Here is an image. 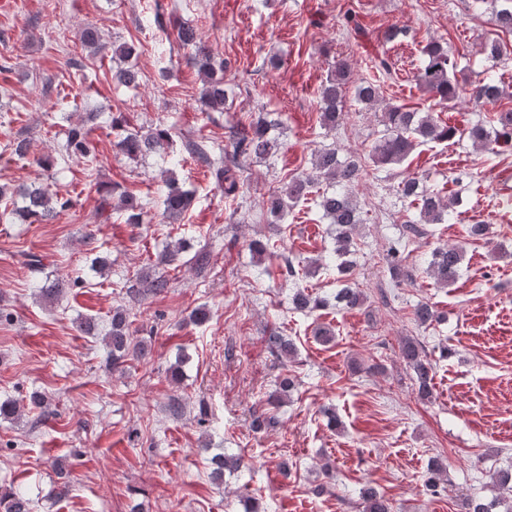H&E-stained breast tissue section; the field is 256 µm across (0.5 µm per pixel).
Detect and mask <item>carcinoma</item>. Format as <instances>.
<instances>
[{
    "label": "carcinoma",
    "instance_id": "carcinoma-1",
    "mask_svg": "<svg viewBox=\"0 0 512 512\" xmlns=\"http://www.w3.org/2000/svg\"><path fill=\"white\" fill-rule=\"evenodd\" d=\"M487 5L495 15L497 27L503 33L512 34V0H476ZM180 45L191 50L192 60L198 71L205 76L202 93L203 105L209 111L222 112L227 106L224 89V68L227 62L215 59L211 49L198 39L194 28L183 26L177 31ZM113 55L128 62L140 54V46L134 42H123L112 47ZM486 59L497 65L504 58L512 56L500 37L486 40L483 46ZM373 74L354 87L356 102L367 108H373L382 102L385 83L395 73V62L389 55L375 56L370 59ZM458 60L450 54L448 47L437 41L427 43L421 49V66L414 75L417 85L441 105L453 106L461 96L469 98L473 108L483 112V118L470 126L459 129L439 121L432 112H422L405 105L388 107L381 120L383 129L374 139L369 156L380 167L390 168L405 162L421 145L438 142L444 143L455 137H465L471 144L487 153L496 154L503 146H512V108L486 111L489 105H496L503 97V90L490 73L486 77L461 86L456 80ZM350 66L343 59L336 60L334 71L321 85L319 91V108L322 124L330 129L341 125L346 119L344 112L346 95L349 90ZM113 79L124 86L138 83L139 71L130 65L116 71ZM271 124L260 115L248 126L234 133L231 137V151L222 148L216 150L208 141L189 140L185 150L190 157L205 161L212 169L215 179L224 190V198L234 203L240 196L241 161L249 158L266 159L274 156L280 141L270 134ZM67 147L75 154L89 153L88 131L81 125L68 129ZM172 144V135L168 127H156L146 133L130 131L119 141V152L128 159L136 160L150 154H163ZM364 173L362 161L353 158H341L334 148H324L314 155L313 173L308 176L292 177L277 187L268 190L265 207L273 218V223L280 222L288 210L307 196L317 194L316 203L327 223L335 227L334 263L337 270V282L334 300L341 310L362 307L366 302L364 292L352 286V276L356 261L353 259L354 236L357 226L361 224L360 211L353 198V188ZM166 191L163 199V215L167 219H178L192 202L193 193L179 186L174 176L164 178ZM398 198L408 207L419 210L418 216L405 221L407 233L417 237L424 234V224H447L455 215L461 200L450 193L448 196L430 190L417 178H407L398 183ZM18 196L23 206L14 210H3L1 216L16 214L33 224L54 215L56 208L69 207L70 200H61L53 192L48 182L22 187ZM119 210L126 213V223L141 224L147 214L146 203L129 191L119 195ZM389 272L393 280L402 281L409 274L402 265L401 249L391 251ZM463 261V247L437 246L430 253L426 267L427 274L436 286L446 288L455 283L459 277ZM145 285L144 293H161L169 287V279L163 274L150 272L139 273ZM81 279L59 281L53 287L43 291V298L53 303L60 299L64 290L79 285ZM294 308L309 313L329 306L328 299L313 295L305 290H297L291 297ZM415 321L425 327L441 320L440 315L427 302L414 307ZM127 311L121 307L113 310L110 327L105 341L110 348L112 368L122 365L126 358L139 352V344L133 341V332ZM273 351L281 358L293 356V343L285 336L269 337ZM401 355L407 366L413 371L418 384V395L423 400L432 397L430 381L432 367L424 355L419 343L408 339L401 346ZM295 387L292 376L284 374L279 378L277 389L267 399V404L279 403L283 396ZM243 458L239 455L217 454L211 458L213 468L211 478L221 480L224 470L235 471L242 466ZM492 490L495 495L489 499L472 497L465 501V512H512V464L493 472ZM363 512H390L387 500L372 488L361 490ZM0 512H30V502L22 493L10 491L0 495Z\"/></svg>",
    "mask_w": 512,
    "mask_h": 512
}]
</instances>
